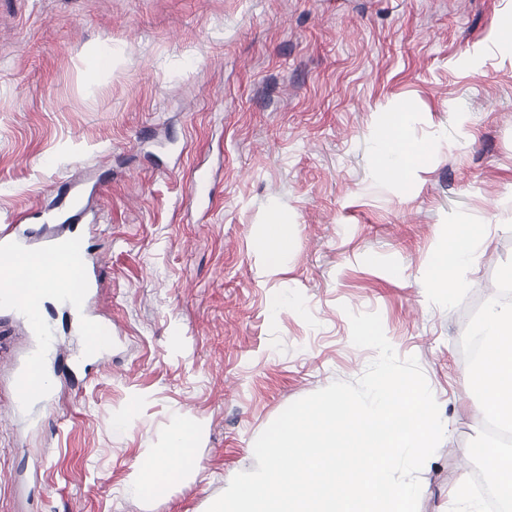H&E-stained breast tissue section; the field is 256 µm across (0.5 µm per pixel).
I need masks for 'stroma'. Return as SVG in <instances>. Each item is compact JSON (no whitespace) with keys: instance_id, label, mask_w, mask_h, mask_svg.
<instances>
[{"instance_id":"1","label":"stroma","mask_w":512,"mask_h":512,"mask_svg":"<svg viewBox=\"0 0 512 512\" xmlns=\"http://www.w3.org/2000/svg\"><path fill=\"white\" fill-rule=\"evenodd\" d=\"M512 0H0V225L80 192L112 358L64 308L60 378L35 422L0 421V512H207L292 402L358 380L375 358L349 312H378L416 357L447 432L418 512L476 480L483 416L464 349L512 266ZM112 49L89 78L87 50ZM405 106L427 161L383 170L378 116ZM290 245L266 264L268 226ZM451 224L486 236L452 300L428 272ZM23 328L0 319V407ZM135 413H128L132 396ZM196 428L168 494L129 489L140 453ZM290 222L288 214L278 213L270 224L267 261L269 267L273 270L278 267L281 255L289 245L288 224Z\"/></svg>"}]
</instances>
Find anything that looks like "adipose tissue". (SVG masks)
<instances>
[{
    "label": "adipose tissue",
    "instance_id": "1",
    "mask_svg": "<svg viewBox=\"0 0 512 512\" xmlns=\"http://www.w3.org/2000/svg\"><path fill=\"white\" fill-rule=\"evenodd\" d=\"M406 123L402 112L381 116L374 137L377 152L391 176L423 164V150L410 148L401 132ZM483 238L479 229L463 225L448 228V244L431 271V283L444 298L458 291L459 275L473 261ZM482 353L475 360L469 380L479 396L478 409L493 421L512 428V303L490 307L475 328ZM193 432L183 428L170 434L165 447L143 454L131 478L135 493L152 496L180 481L194 464Z\"/></svg>",
    "mask_w": 512,
    "mask_h": 512
}]
</instances>
